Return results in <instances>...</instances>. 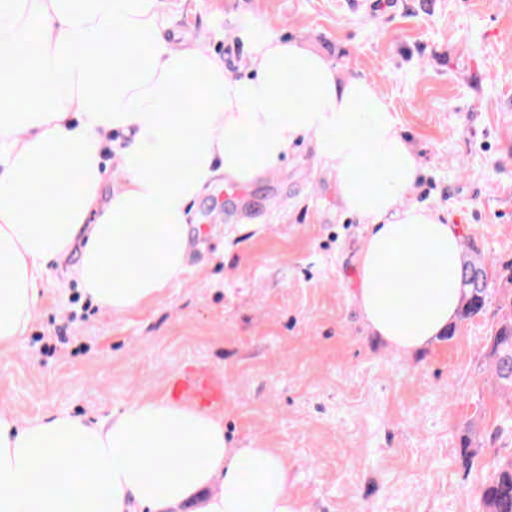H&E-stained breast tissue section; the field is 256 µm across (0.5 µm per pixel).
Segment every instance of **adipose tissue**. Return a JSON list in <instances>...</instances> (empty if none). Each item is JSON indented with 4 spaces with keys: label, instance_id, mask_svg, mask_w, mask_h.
<instances>
[{
    "label": "adipose tissue",
    "instance_id": "ef3b65f1",
    "mask_svg": "<svg viewBox=\"0 0 512 512\" xmlns=\"http://www.w3.org/2000/svg\"><path fill=\"white\" fill-rule=\"evenodd\" d=\"M234 36L243 77L173 47L158 0H0V351L72 253L95 305L154 300L186 269L195 202L268 177L302 139L366 226L354 298L368 328L409 352L452 324L463 237L407 204L420 170L375 83L255 14ZM290 470L285 453L237 447L223 417L161 398L95 420L0 413V512H298Z\"/></svg>",
    "mask_w": 512,
    "mask_h": 512
}]
</instances>
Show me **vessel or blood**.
Segmentation results:
<instances>
[{
  "instance_id": "vessel-or-blood-1",
  "label": "vessel or blood",
  "mask_w": 512,
  "mask_h": 512,
  "mask_svg": "<svg viewBox=\"0 0 512 512\" xmlns=\"http://www.w3.org/2000/svg\"><path fill=\"white\" fill-rule=\"evenodd\" d=\"M165 393L173 402L220 412L224 409V376L204 362L187 361L167 378Z\"/></svg>"
}]
</instances>
